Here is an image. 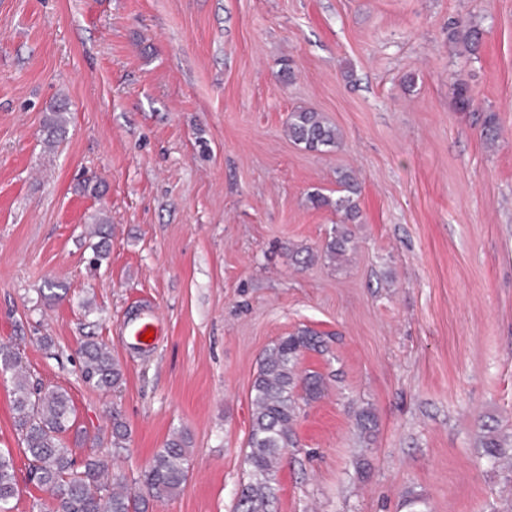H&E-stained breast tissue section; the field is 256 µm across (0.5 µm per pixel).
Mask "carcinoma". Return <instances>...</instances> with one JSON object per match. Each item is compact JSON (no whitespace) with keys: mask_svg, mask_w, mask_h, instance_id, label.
<instances>
[{"mask_svg":"<svg viewBox=\"0 0 512 512\" xmlns=\"http://www.w3.org/2000/svg\"><path fill=\"white\" fill-rule=\"evenodd\" d=\"M67 104L53 108L47 123L48 140L56 142L66 131ZM288 136L312 151L334 147L339 132L321 113L314 110L292 112ZM341 194L331 199L318 192L311 200L318 206H331L350 221L358 213L354 199L359 193L357 179L350 173L338 176ZM351 242L350 234L337 228L325 248L327 259L344 256ZM325 346L323 334L303 327L280 338L265 349L259 362L251 391V423L244 464L247 481L237 493L235 512H268L275 495L277 474L289 447L294 445L292 426L299 410L298 391L303 400L319 398L323 378L316 373L303 375L298 358L305 350ZM81 377L99 390L119 387L123 371L112 350L104 343L88 340L80 347ZM0 371L11 373L14 426L21 436L28 461V477L45 489L57 512H148L150 502L177 495L187 479L191 438L179 431L155 453L132 490L124 476L115 473L112 482L104 480L105 462L96 455L74 458L64 442V434L74 425V408L68 392L56 386H38L29 381L18 348L0 344ZM356 426L365 438L374 436L377 417L369 407L356 415ZM129 435L128 425L117 409H112V446L123 447ZM485 455L496 461L503 455L504 440L488 431L481 441ZM20 495L16 467L10 451L0 449V512H13L12 501Z\"/></svg>","mask_w":512,"mask_h":512,"instance_id":"cac0c4a2","label":"carcinoma"}]
</instances>
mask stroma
<instances>
[{
	"label": "stroma",
	"mask_w": 512,
	"mask_h": 512,
	"mask_svg": "<svg viewBox=\"0 0 512 512\" xmlns=\"http://www.w3.org/2000/svg\"><path fill=\"white\" fill-rule=\"evenodd\" d=\"M452 27L479 30L478 50ZM299 109L338 147L289 139ZM340 169L359 179L349 222L308 200L335 196ZM339 223L354 247L332 262ZM137 316L152 345L125 336ZM304 326L326 336L299 358L324 393L301 407L269 512H512V0H0V342L69 393L74 456L132 483L187 430L188 477L149 512H233L259 358ZM89 337L121 363L117 390L83 382ZM12 388L0 373V448L13 512H31L49 495ZM487 425L506 440L495 464ZM52 112L53 117L47 123V137L48 141H52V143H54L61 139L65 134L68 122L66 114L69 111L67 104L61 102L54 106ZM20 495L12 453L0 449V512H12V501Z\"/></svg>",
	"instance_id": "35a3bbf8"
}]
</instances>
